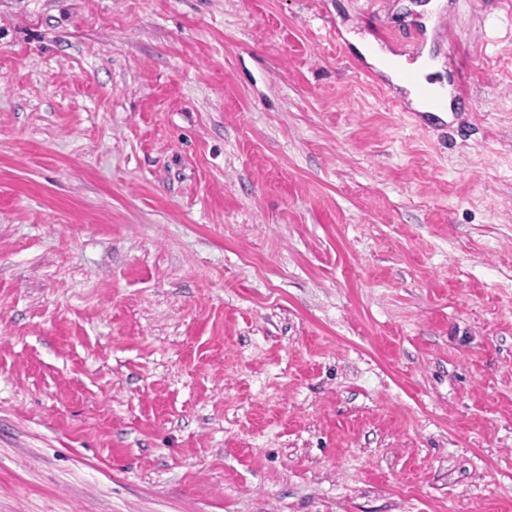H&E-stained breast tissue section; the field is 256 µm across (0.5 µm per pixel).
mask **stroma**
Instances as JSON below:
<instances>
[{"instance_id":"35a3bbf8","label":"stroma","mask_w":512,"mask_h":512,"mask_svg":"<svg viewBox=\"0 0 512 512\" xmlns=\"http://www.w3.org/2000/svg\"><path fill=\"white\" fill-rule=\"evenodd\" d=\"M419 2L0 0V512H512V0ZM355 49L362 55L366 62L386 77L394 80V71L398 67L412 70L416 73L419 80L427 83L423 75L441 69V62H434L430 59V49H424L421 56L414 62H408L405 57L394 55L387 49H382L379 45L365 39H352ZM401 79L404 82L413 85L418 96L427 106H429L432 109H438L441 106V102L435 96L433 90L425 85L418 83L412 74L408 72H403L401 74ZM405 87L409 90L407 99L410 101L411 107L417 112H429L430 110L423 105V103L417 97L413 88H411L410 86Z\"/></svg>"}]
</instances>
